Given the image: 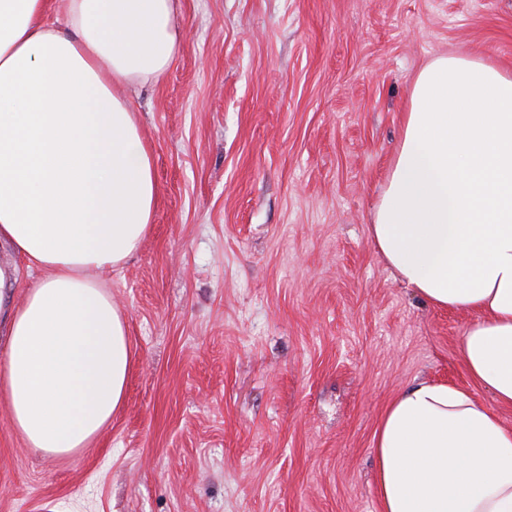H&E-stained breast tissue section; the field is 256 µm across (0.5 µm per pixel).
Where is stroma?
Instances as JSON below:
<instances>
[{"label": "stroma", "mask_w": 512, "mask_h": 512, "mask_svg": "<svg viewBox=\"0 0 512 512\" xmlns=\"http://www.w3.org/2000/svg\"><path fill=\"white\" fill-rule=\"evenodd\" d=\"M183 40L127 90L159 197L106 273L134 352L85 448L33 452L0 396V512H380L373 437L419 380L473 391L471 315L426 304L369 234L417 72L512 70V0H174ZM10 303L39 274L0 243Z\"/></svg>", "instance_id": "obj_1"}]
</instances>
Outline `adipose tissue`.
Listing matches in <instances>:
<instances>
[{
    "label": "adipose tissue",
    "instance_id": "adipose-tissue-1",
    "mask_svg": "<svg viewBox=\"0 0 512 512\" xmlns=\"http://www.w3.org/2000/svg\"><path fill=\"white\" fill-rule=\"evenodd\" d=\"M173 0H0V242L39 277L8 315L10 424L48 457L122 406L133 351L97 272L140 248L154 157L122 89L160 81ZM429 305L471 313L459 357L512 407V71L466 54L417 74L369 226ZM381 512H512V428L469 390L422 380L374 437Z\"/></svg>",
    "mask_w": 512,
    "mask_h": 512
}]
</instances>
